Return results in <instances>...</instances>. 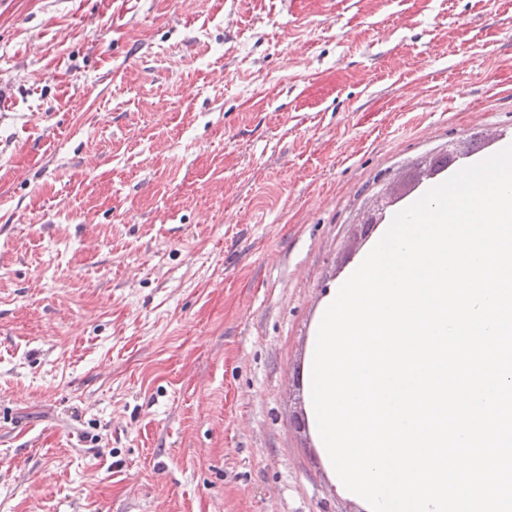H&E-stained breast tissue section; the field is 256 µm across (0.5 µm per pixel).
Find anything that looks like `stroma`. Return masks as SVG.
Instances as JSON below:
<instances>
[{
    "label": "stroma",
    "mask_w": 512,
    "mask_h": 512,
    "mask_svg": "<svg viewBox=\"0 0 512 512\" xmlns=\"http://www.w3.org/2000/svg\"><path fill=\"white\" fill-rule=\"evenodd\" d=\"M512 142V0H0V512H354L318 304Z\"/></svg>",
    "instance_id": "1"
}]
</instances>
